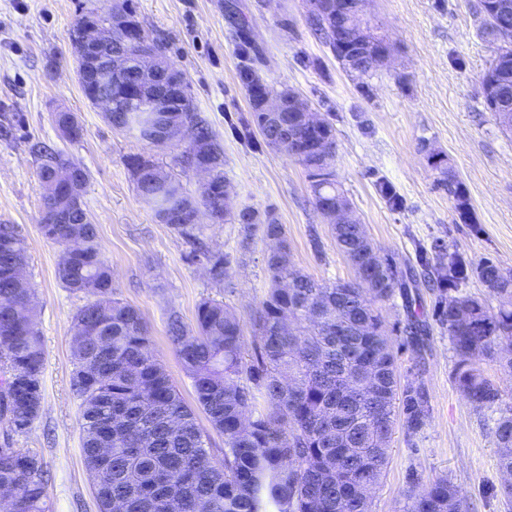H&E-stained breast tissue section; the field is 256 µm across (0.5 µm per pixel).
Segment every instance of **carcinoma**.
Instances as JSON below:
<instances>
[{
	"label": "carcinoma",
	"instance_id": "cac0c4a2",
	"mask_svg": "<svg viewBox=\"0 0 512 512\" xmlns=\"http://www.w3.org/2000/svg\"><path fill=\"white\" fill-rule=\"evenodd\" d=\"M314 33L335 56V23L325 16L309 19ZM483 35L495 45L497 77L512 90V28L501 37L484 18ZM240 79L250 97L270 89L255 68L256 54L247 34L239 45ZM128 76L97 88L84 80L85 95L100 92L112 98L108 123L132 130L149 142L148 126L175 143L181 140L153 112H129L140 72L128 57ZM252 123L266 143L307 169L318 212L344 196L321 142L334 140L327 125L317 133H297L286 145L273 139L296 127L292 112L253 109ZM194 138L207 141L206 162L212 174L211 192L199 207L185 212L180 205L189 192L180 179L157 167L141 175L143 156L126 164L140 199L155 218L180 236L198 240L203 220L238 224L242 246L255 236L279 247L266 257L268 286L253 317L252 341H247L235 309L204 300L196 309L195 327L171 311L167 334L191 379L196 405L212 429L224 435V456L210 451L208 435L195 411L151 351L152 337L138 309L114 297L112 272L102 258L96 225H82L83 246L75 257H62L57 275L62 286L83 293L87 302L72 319L73 341L80 344L71 385L80 399L82 456L98 512H109L112 499L124 512H372L373 491L388 465L389 441L397 418L406 435L425 427L430 413L423 383L424 369L415 365L402 382L397 355L427 335L419 320L407 323L400 341L387 330L378 304L407 288L404 273L389 261L373 273V287L354 280L320 283L297 268L290 258L284 226L274 213L244 207L224 212V149L215 132L198 114L188 123ZM462 217L469 201L455 174L441 169ZM42 236L59 244L67 227L40 225ZM337 250L355 255L359 230L348 226L334 238ZM192 260L207 264L210 279L221 284L231 261L220 251L199 245ZM28 263L24 237L14 224H0V362L11 372L8 429L0 441V485L13 488L22 512H46V472L42 458L14 447L12 435L24 433L42 407L45 351L32 317L35 302L29 281L19 287L3 283L16 262ZM471 276L491 286L489 297L463 294L459 285ZM427 287L435 291L438 321L448 326L456 355L453 381L478 410L499 409L492 432L498 447V467L512 477V407L500 409L501 392L484 374L480 361L499 362L512 372V272L491 260L469 266L455 254H444L432 267ZM467 310L459 319L457 307ZM404 512H469L456 486L446 478L412 485Z\"/></svg>",
	"mask_w": 512,
	"mask_h": 512
}]
</instances>
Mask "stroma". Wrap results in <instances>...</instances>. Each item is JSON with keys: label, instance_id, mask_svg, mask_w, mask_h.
Instances as JSON below:
<instances>
[{"label": "stroma", "instance_id": "1", "mask_svg": "<svg viewBox=\"0 0 512 512\" xmlns=\"http://www.w3.org/2000/svg\"><path fill=\"white\" fill-rule=\"evenodd\" d=\"M115 0H0V224L19 225L28 248L25 275L37 294L35 321L45 350L43 401L31 427L14 437L48 471L49 512H98L82 458L80 401L71 388L72 318L86 302L63 288L56 272L60 245L39 230L44 188L34 144L63 152L87 175L84 203L112 269L117 298L137 307L153 336L156 358L186 403L191 380L166 335L170 311L193 324L206 299L249 319L267 288L266 246L242 250L235 224H208L202 239L228 254L230 277L214 284L192 261L193 246L158 223L138 197L129 155L180 172L182 146L159 150L135 133L114 130L83 95L71 33L79 16L109 15ZM137 16L180 70L201 118L218 133L234 207L272 209L287 229L293 262L315 280L351 279L328 224L314 207L302 166L268 146L251 119L238 78L240 34L256 45L260 73L275 88L298 91L335 136L332 167L381 256L422 277L439 251L470 264L490 259L512 271V132L488 110L481 76L494 47L481 36L476 0H368L364 23L391 45L390 62L357 80L310 30L304 0H133ZM73 112L82 128L62 139L56 111ZM458 175L472 218L462 221L442 182ZM389 186L385 197L381 186ZM435 297L381 307L387 325L417 315L430 326L424 382L430 415L421 434L396 427L373 512H403L413 482L445 477L471 512H505L500 494L492 414L479 411L451 380L448 331L434 315Z\"/></svg>", "mask_w": 512, "mask_h": 512}]
</instances>
